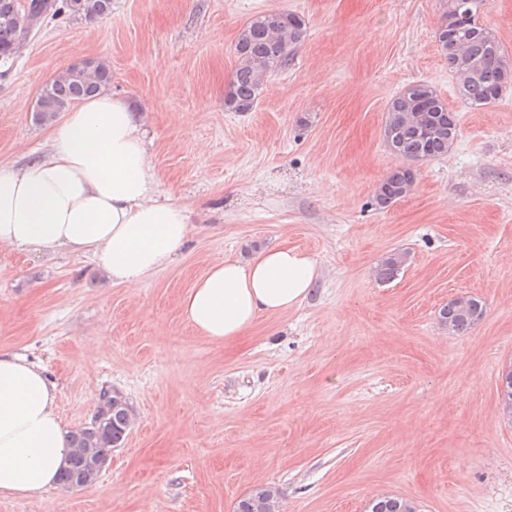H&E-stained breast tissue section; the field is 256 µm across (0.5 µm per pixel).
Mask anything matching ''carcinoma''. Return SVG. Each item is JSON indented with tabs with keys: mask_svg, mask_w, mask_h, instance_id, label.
<instances>
[{
	"mask_svg": "<svg viewBox=\"0 0 512 512\" xmlns=\"http://www.w3.org/2000/svg\"><path fill=\"white\" fill-rule=\"evenodd\" d=\"M446 9L436 33L440 51L448 62V72L455 80L461 98L475 108L490 105L500 97V89L512 75V58L497 38L479 22L486 0H445ZM31 22L34 28L49 16L62 12L86 21L107 16L112 0H30ZM468 13L465 21L459 15ZM281 32L273 34L257 19L249 20L240 30L234 44L237 58L235 69L224 96V106L230 111L247 112L260 96L266 78L275 70L288 68L303 41L305 22L297 14L276 11ZM23 28L12 18L0 14V58L8 60L22 47ZM112 81L111 68L99 60L89 74L67 67L47 83L37 101L35 120L48 124L71 104L101 93ZM459 133L458 116L428 82L406 85L387 103L383 137L392 154L403 160L379 184L374 201L385 209L408 196L416 181L414 165L448 154ZM407 261L405 254H388L376 268V278H395ZM485 306L482 300L469 297L448 301L440 310V319L448 331L463 334L482 320ZM131 410L128 401L112 408V390L100 393L90 425L70 434V447L95 448L112 453L114 444H123L129 428L124 412ZM85 475V483L97 478L100 470L87 469L79 456L69 458V467L60 483L72 486L73 476ZM266 491L253 489L239 500L236 512H259L254 502ZM370 512H415L410 502L384 496L372 501Z\"/></svg>",
	"mask_w": 512,
	"mask_h": 512,
	"instance_id": "carcinoma-1",
	"label": "carcinoma"
}]
</instances>
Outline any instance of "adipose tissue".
Wrapping results in <instances>:
<instances>
[{"instance_id":"ef3b65f1","label":"adipose tissue","mask_w":512,"mask_h":512,"mask_svg":"<svg viewBox=\"0 0 512 512\" xmlns=\"http://www.w3.org/2000/svg\"><path fill=\"white\" fill-rule=\"evenodd\" d=\"M158 186L129 102L108 93L87 99L54 124L37 161L0 163V247L86 255L113 282L139 287L193 231L187 209L160 200ZM318 277L309 253L271 247L246 262H211L179 306L198 335L224 343L260 316L301 304ZM56 393L41 366L0 351V494L32 497L57 486L70 439Z\"/></svg>"}]
</instances>
